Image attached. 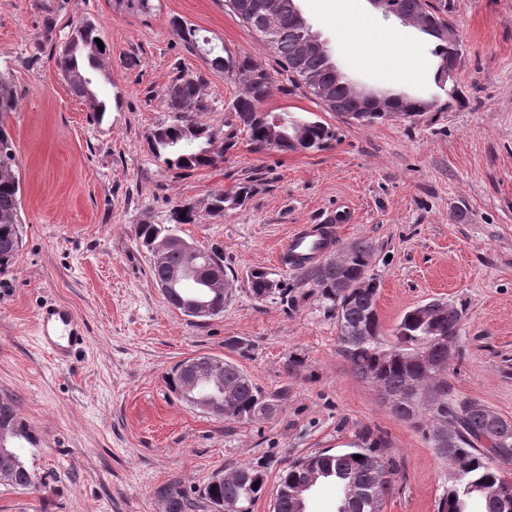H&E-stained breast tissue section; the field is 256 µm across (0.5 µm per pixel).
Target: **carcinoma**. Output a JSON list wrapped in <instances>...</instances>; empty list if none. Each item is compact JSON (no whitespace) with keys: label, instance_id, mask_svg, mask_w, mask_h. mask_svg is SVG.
Returning <instances> with one entry per match:
<instances>
[{"label":"carcinoma","instance_id":"cac0c4a2","mask_svg":"<svg viewBox=\"0 0 512 512\" xmlns=\"http://www.w3.org/2000/svg\"><path fill=\"white\" fill-rule=\"evenodd\" d=\"M260 0H224V5L255 32L278 56L282 69L293 78L296 86L316 95L315 86L308 77L339 75L335 99L343 104L344 114L363 113L369 123L386 118L390 112L414 117L430 110L437 103V95L418 96L405 92L377 94L364 91L344 74L338 73L336 63L328 50L303 56L298 45L315 36L301 15L295 0H284L285 8L263 19L254 6ZM380 10L399 19L404 18L420 32L432 38L431 54L439 59L433 76L434 85L443 92L448 68L460 60L459 44L451 42L448 33L451 13L450 0H381ZM180 38L194 49L207 39L197 37L196 29L181 21H173ZM102 38L97 25L82 22L72 31L61 49L56 64L65 75L73 96L85 100L91 111L105 112L107 103L92 92L93 73L103 66L110 55L109 46L99 49L95 39ZM209 68L238 81L244 87L242 94L230 104L228 112L243 127L250 141L259 149L281 152L297 150L291 142L294 132L302 129L305 150H320L336 139V131L329 125L303 116H283L285 124L271 122L261 105L272 84L271 74L247 55L224 56V51H213L204 56ZM168 98L175 117L171 123L161 125L148 135L149 146L169 168L193 171L214 165L224 155L221 133L204 127L193 119L187 109L199 111L205 104L199 95L198 80L183 73L172 79ZM17 107L15 90L8 76L0 73V115L13 112ZM16 155L12 137L0 127V270L15 259L21 245V184L15 173ZM252 192L251 186L241 184L232 193L217 191L211 195L209 210L222 213L226 209L242 207ZM195 221L194 206L184 203L174 210L169 219L160 224H141L136 230L138 240L182 238L180 226ZM374 250L369 242H354L350 260L345 265L323 261L309 271V276L326 311L336 320L338 350L348 362L352 373L359 379L381 390L393 392L400 400L390 405L391 412L428 436L433 421L439 417L456 429L453 451L465 460L463 476L448 483L439 512H468V503L477 498L483 504L482 512H500L497 501L505 494L512 496V482L503 475L501 465L512 461V422L497 417V425L508 431L504 440L486 444L482 438L490 435L487 416L466 413V401L456 397L446 376L452 358L448 357L445 341L460 336L464 306L440 304L431 301L407 311L392 332H387L379 316L376 302L378 283L370 274ZM186 260L182 251L171 248L161 263L151 266L154 282L168 278L182 270ZM224 269V257L216 249H209L201 263L169 294L166 303L183 309L186 298L194 297L211 302L217 313L224 312L227 297L211 292L209 271ZM273 273L253 270L248 275L250 294L258 302L288 295V283L277 280L272 295H267ZM340 280L359 283L357 288L341 292L336 288ZM353 332L343 335V329ZM231 400L226 402L224 417L233 420H252L266 416V407L274 397L256 385L238 366L224 362L220 377ZM440 392L439 400L432 402L428 392ZM20 439H31L29 429L21 422L12 400L0 398V479L8 478L25 489L37 488L30 482L33 471L16 448ZM382 439L365 432L357 442L343 451H318L304 456L284 469L279 476L273 512H296L288 498V489L315 471L319 480L329 481L343 489L337 512H382L383 501H374L378 494L381 470L393 473L394 464L384 458ZM266 489V471L260 466L244 465L224 476L220 484L207 483L200 491L201 498L213 505L220 498L237 499L244 507H251Z\"/></svg>","mask_w":512,"mask_h":512}]
</instances>
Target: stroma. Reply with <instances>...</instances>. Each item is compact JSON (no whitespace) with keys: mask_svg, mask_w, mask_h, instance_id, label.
Returning a JSON list of instances; mask_svg holds the SVG:
<instances>
[{"mask_svg":"<svg viewBox=\"0 0 512 512\" xmlns=\"http://www.w3.org/2000/svg\"><path fill=\"white\" fill-rule=\"evenodd\" d=\"M325 0H297L340 71L358 86L433 91L436 60L413 26L358 0L374 32L412 46L368 62L345 48ZM462 56L453 95L431 111L374 124L349 120L288 79L263 39L224 0H0V71L18 107L0 119L13 137L22 184V245L0 272V397L41 436L27 462L39 491L0 485V512H161L160 493L188 495L189 512H213L199 491L216 471H267L252 512H272L278 476L294 460L341 451L373 432L396 464L383 512H438L448 465L422 433L395 417L356 378L337 348L336 322L304 267L283 255L295 229L346 209L336 247L365 239L377 309L393 328L414 306L466 308L448 383L458 398L512 420V0H451ZM196 28L225 53L247 55L273 77L263 108L329 124L331 145L258 151L229 125L241 83L209 69L174 31ZM95 22L110 47L92 89L108 112L72 96L56 56L75 26ZM200 80L198 123L231 145L216 165L185 173L155 157L147 135L170 123L177 72ZM242 183L241 208L208 211L212 193ZM196 206L185 238L224 252L233 296L220 315L195 321L171 308L135 237L176 205ZM265 269L287 300L258 302L248 274ZM70 308L88 342L69 365L36 333L42 307ZM207 354L238 365L268 393L266 419L229 420L193 410L166 385L178 362Z\"/></svg>","mask_w":512,"mask_h":512,"instance_id":"obj_1","label":"stroma"}]
</instances>
